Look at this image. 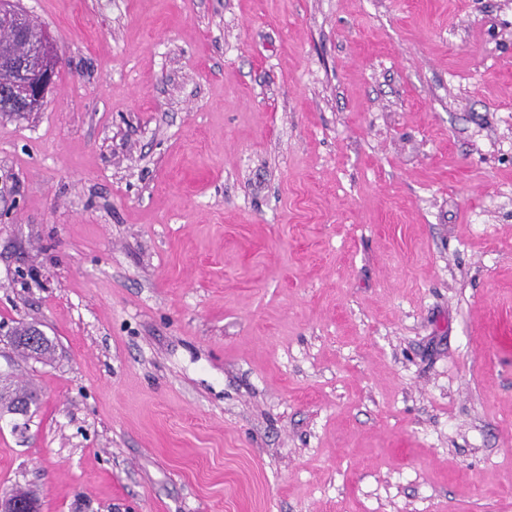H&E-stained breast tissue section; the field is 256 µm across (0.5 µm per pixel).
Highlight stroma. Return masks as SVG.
Returning a JSON list of instances; mask_svg holds the SVG:
<instances>
[{
  "label": "stroma",
  "instance_id": "stroma-1",
  "mask_svg": "<svg viewBox=\"0 0 512 512\" xmlns=\"http://www.w3.org/2000/svg\"><path fill=\"white\" fill-rule=\"evenodd\" d=\"M19 3L63 66L0 113V494L512 512V0ZM27 323H21L18 326H16L11 336H14V339H12V343L15 346V348L23 355L28 357H33L35 359H42L47 360L51 358L53 354V347L51 343L45 338V336H40V346L38 350L36 351V355H32V350L29 348V345L27 344V338L30 334V327ZM38 397L34 391L31 390H18L0 393V406L6 409L7 412L12 413L19 409L24 410L26 413L30 411L32 405L36 406Z\"/></svg>",
  "mask_w": 512,
  "mask_h": 512
}]
</instances>
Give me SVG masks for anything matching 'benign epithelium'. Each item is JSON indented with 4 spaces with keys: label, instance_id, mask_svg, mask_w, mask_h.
<instances>
[{
    "label": "benign epithelium",
    "instance_id": "obj_1",
    "mask_svg": "<svg viewBox=\"0 0 512 512\" xmlns=\"http://www.w3.org/2000/svg\"><path fill=\"white\" fill-rule=\"evenodd\" d=\"M10 2L12 0H7L5 4L0 2V27L11 32L15 40L27 46L28 51L23 59L14 55L0 58V68L14 72L7 92L21 105L32 100L43 104L62 68V57L47 34H42L38 41L30 40L29 15L23 10L9 7Z\"/></svg>",
    "mask_w": 512,
    "mask_h": 512
}]
</instances>
